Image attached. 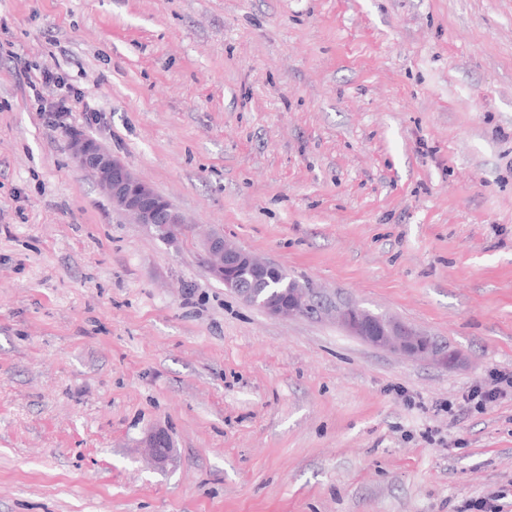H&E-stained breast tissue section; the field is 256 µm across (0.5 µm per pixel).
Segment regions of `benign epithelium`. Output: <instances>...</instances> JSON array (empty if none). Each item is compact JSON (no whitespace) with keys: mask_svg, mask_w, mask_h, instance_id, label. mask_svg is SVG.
Segmentation results:
<instances>
[{"mask_svg":"<svg viewBox=\"0 0 512 512\" xmlns=\"http://www.w3.org/2000/svg\"><path fill=\"white\" fill-rule=\"evenodd\" d=\"M73 155L97 180L112 204L134 223L152 227L161 240L175 239L176 228L185 223L183 216L122 160L97 141L80 135L73 137ZM203 251L210 275L224 284L227 292L270 315H333L349 335L372 346L392 349L413 358H431L448 368L458 360L457 351L451 347L436 343L431 337L389 317L372 314L354 302L335 304L328 301L309 284L261 295L250 287L251 282L263 281L277 274L280 268L230 245L221 235L208 237ZM146 443L158 461L164 460L172 450L167 435L159 430L149 432Z\"/></svg>","mask_w":512,"mask_h":512,"instance_id":"benign-epithelium-1","label":"benign epithelium"}]
</instances>
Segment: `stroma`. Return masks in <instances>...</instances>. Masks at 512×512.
<instances>
[{
    "instance_id": "obj_1",
    "label": "stroma",
    "mask_w": 512,
    "mask_h": 512,
    "mask_svg": "<svg viewBox=\"0 0 512 512\" xmlns=\"http://www.w3.org/2000/svg\"><path fill=\"white\" fill-rule=\"evenodd\" d=\"M0 42V512H512V396L462 400L512 370V0H0ZM74 132L184 234L130 223ZM210 232L457 363L243 302ZM30 88L34 97L45 100V91L51 90L52 93L57 90H66L67 94H61L57 98H53L47 105L43 106V112H49L50 119L60 126L65 125L64 119L67 118L71 109L69 100L74 97L73 88L67 83L66 77L59 71L56 65H47L42 68L35 80L30 81ZM73 93V95H72ZM72 140L75 160L97 180L114 206L135 224L151 226L159 239L176 238L178 224L186 221L164 197L97 141L80 135Z\"/></svg>"
}]
</instances>
